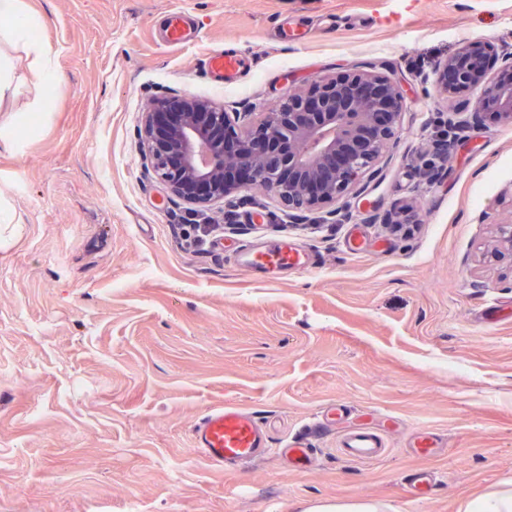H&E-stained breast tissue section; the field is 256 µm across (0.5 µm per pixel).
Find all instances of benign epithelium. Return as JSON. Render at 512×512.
I'll return each mask as SVG.
<instances>
[{"label":"benign epithelium","instance_id":"7a95c632","mask_svg":"<svg viewBox=\"0 0 512 512\" xmlns=\"http://www.w3.org/2000/svg\"><path fill=\"white\" fill-rule=\"evenodd\" d=\"M440 94L480 89L472 122L491 117L512 123V52L500 54L481 41L461 45L433 72ZM404 107L402 86L391 76L357 70L314 80L288 95L258 123L242 112L191 94L156 99L139 129L144 169L169 194L203 211L265 184L290 212L336 208L374 178L395 142Z\"/></svg>","mask_w":512,"mask_h":512}]
</instances>
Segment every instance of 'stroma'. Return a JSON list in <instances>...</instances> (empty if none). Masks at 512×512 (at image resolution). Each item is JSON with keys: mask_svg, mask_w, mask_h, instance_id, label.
<instances>
[{"mask_svg": "<svg viewBox=\"0 0 512 512\" xmlns=\"http://www.w3.org/2000/svg\"><path fill=\"white\" fill-rule=\"evenodd\" d=\"M61 75L54 107L0 156L23 234L0 249V512H293L373 499L460 512L512 488V125L454 122L478 91L431 76L461 43L512 50V0H29ZM191 23L173 46V12ZM307 32L281 42L285 29ZM234 51L218 80L205 61ZM370 68L404 109L381 172L344 219L300 220L268 192L194 211L144 173L152 100L188 93L261 114L311 80ZM448 139L453 149L438 158ZM443 162L437 179L427 165ZM286 240L313 266L270 279L242 246ZM263 424L271 453L211 466L193 447L210 408ZM393 417L387 456L346 460L310 418ZM441 446L416 455L412 434ZM313 449L297 469L278 450ZM419 470L436 482L412 500Z\"/></svg>", "mask_w": 512, "mask_h": 512, "instance_id": "stroma-1", "label": "stroma"}]
</instances>
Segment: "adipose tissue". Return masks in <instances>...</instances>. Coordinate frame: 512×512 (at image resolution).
<instances>
[{
	"mask_svg": "<svg viewBox=\"0 0 512 512\" xmlns=\"http://www.w3.org/2000/svg\"><path fill=\"white\" fill-rule=\"evenodd\" d=\"M0 18L5 21L0 28V103L25 91L29 94L28 111H46L59 75L52 49L35 35L43 27L44 17L31 9L27 0H0ZM19 51L28 61L27 70L21 75L11 58Z\"/></svg>",
	"mask_w": 512,
	"mask_h": 512,
	"instance_id": "1",
	"label": "adipose tissue"
}]
</instances>
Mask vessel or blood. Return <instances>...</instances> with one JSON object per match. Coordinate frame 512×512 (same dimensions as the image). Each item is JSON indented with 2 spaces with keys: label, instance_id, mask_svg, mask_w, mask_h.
I'll return each instance as SVG.
<instances>
[{
  "label": "vessel or blood",
  "instance_id": "1",
  "mask_svg": "<svg viewBox=\"0 0 512 512\" xmlns=\"http://www.w3.org/2000/svg\"><path fill=\"white\" fill-rule=\"evenodd\" d=\"M214 75L240 71L241 61L235 54L219 53L207 60ZM241 264L250 271L276 274L284 270H299L305 263L301 255L288 246L253 248L243 252ZM337 445L344 455L358 463L380 459L386 451L384 435L366 424H355L338 434ZM193 446L213 466L221 468L254 459L268 448L262 424L247 409L235 404L212 408L193 432Z\"/></svg>",
  "mask_w": 512,
  "mask_h": 512
}]
</instances>
